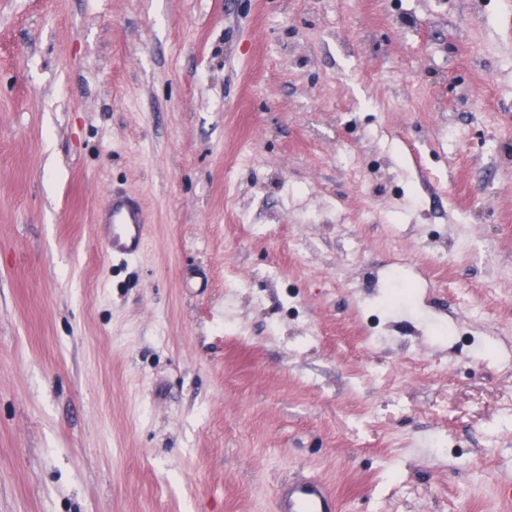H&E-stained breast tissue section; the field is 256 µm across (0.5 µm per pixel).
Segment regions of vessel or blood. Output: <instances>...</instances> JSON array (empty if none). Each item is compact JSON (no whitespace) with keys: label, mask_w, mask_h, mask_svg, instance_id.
<instances>
[{"label":"vessel or blood","mask_w":512,"mask_h":512,"mask_svg":"<svg viewBox=\"0 0 512 512\" xmlns=\"http://www.w3.org/2000/svg\"><path fill=\"white\" fill-rule=\"evenodd\" d=\"M101 223L112 230L104 247L115 257H132L144 247L146 218L140 205L126 196H113L100 211ZM278 512H336V500L328 488L316 480H300L282 485L277 492Z\"/></svg>","instance_id":"obj_1"}]
</instances>
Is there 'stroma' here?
Listing matches in <instances>:
<instances>
[{"mask_svg":"<svg viewBox=\"0 0 512 512\" xmlns=\"http://www.w3.org/2000/svg\"><path fill=\"white\" fill-rule=\"evenodd\" d=\"M308 477L512 512V0H0V512ZM100 221L113 224L112 232L104 239V247L115 257H133L144 247L146 218L140 205L126 196L112 195L100 209Z\"/></svg>","mask_w":512,"mask_h":512,"instance_id":"stroma-1","label":"stroma"}]
</instances>
